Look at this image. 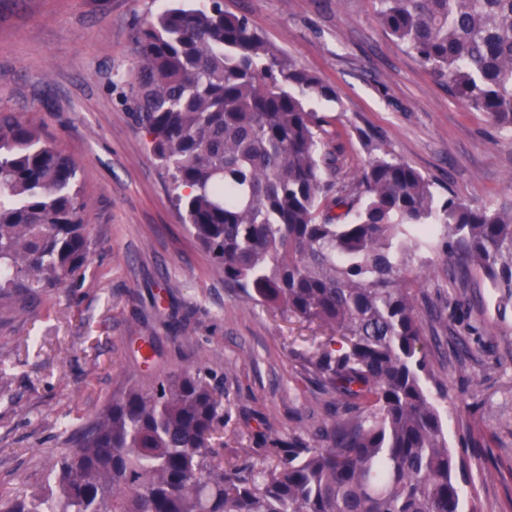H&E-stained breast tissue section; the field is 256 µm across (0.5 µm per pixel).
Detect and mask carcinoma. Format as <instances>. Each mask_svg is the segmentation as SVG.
<instances>
[{
	"label": "carcinoma",
	"mask_w": 512,
	"mask_h": 512,
	"mask_svg": "<svg viewBox=\"0 0 512 512\" xmlns=\"http://www.w3.org/2000/svg\"><path fill=\"white\" fill-rule=\"evenodd\" d=\"M377 22L454 95L512 131V0H379ZM123 99L198 246L243 298L327 331L309 367L355 410L308 442L265 438L259 466L213 447L223 387L197 366L112 398L57 462L49 490L0 512H462L464 461L425 386L412 295L437 251L512 308V202L474 206L378 153L349 181L311 96L336 91L221 0L171 6L132 33ZM78 165L0 112V300L73 288L88 261ZM339 348H334V345Z\"/></svg>",
	"instance_id": "obj_1"
}]
</instances>
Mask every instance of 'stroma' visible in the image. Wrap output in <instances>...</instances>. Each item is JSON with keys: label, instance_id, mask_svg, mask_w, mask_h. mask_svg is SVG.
Segmentation results:
<instances>
[{"label": "stroma", "instance_id": "obj_1", "mask_svg": "<svg viewBox=\"0 0 512 512\" xmlns=\"http://www.w3.org/2000/svg\"><path fill=\"white\" fill-rule=\"evenodd\" d=\"M279 53L336 91L310 107L349 168L360 134L428 176L439 197L512 201V133L464 107L376 21L378 0H223ZM166 0H0V111L14 112L79 166L89 261L78 287L42 288L19 313L0 302V494L42 493L61 453L127 383L199 365L229 393L224 445L263 460L266 425L307 435L336 416L307 359L324 334L228 288L188 234L168 182L122 103L132 30ZM415 289L451 331L424 333L449 447L467 465L465 501L512 512V310L486 282L460 288L434 253ZM155 353L144 361L145 341Z\"/></svg>", "mask_w": 512, "mask_h": 512}]
</instances>
